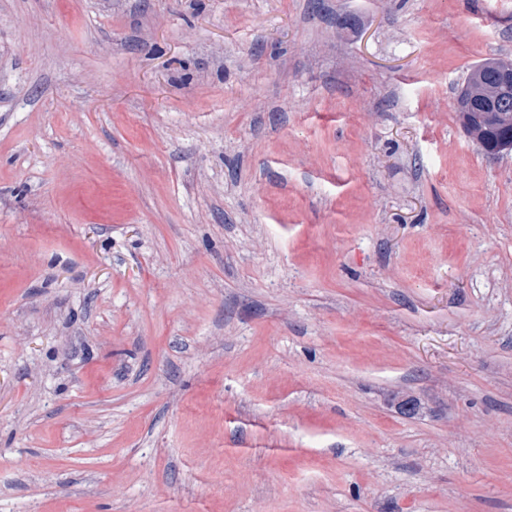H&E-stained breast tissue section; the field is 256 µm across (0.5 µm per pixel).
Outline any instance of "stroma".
<instances>
[{
    "label": "stroma",
    "instance_id": "obj_1",
    "mask_svg": "<svg viewBox=\"0 0 512 512\" xmlns=\"http://www.w3.org/2000/svg\"><path fill=\"white\" fill-rule=\"evenodd\" d=\"M512 0H0V512H512ZM476 69L468 75L465 84L461 87L456 99H458L463 106L467 105L472 93V79L475 75L480 76L484 82L489 84L481 85L478 88L477 95L482 99L477 102H487L490 104V107L487 105L484 106V110L482 111L484 112L483 119L489 124H495L497 105L500 101L504 102L506 100V95L509 92L510 86H512V62L500 60L496 63L495 81L491 71L477 73ZM473 105L474 101L471 100L469 107H472Z\"/></svg>",
    "mask_w": 512,
    "mask_h": 512
}]
</instances>
